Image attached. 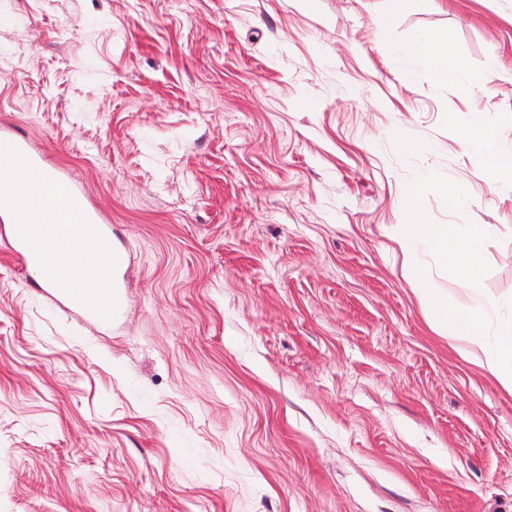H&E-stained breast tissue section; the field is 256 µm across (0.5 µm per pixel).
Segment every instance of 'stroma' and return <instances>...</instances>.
Masks as SVG:
<instances>
[{
  "mask_svg": "<svg viewBox=\"0 0 512 512\" xmlns=\"http://www.w3.org/2000/svg\"><path fill=\"white\" fill-rule=\"evenodd\" d=\"M0 0V122L125 253L94 330L0 241V512H512V394L423 314L394 240L435 172L512 298V0ZM451 32L436 84L390 49ZM429 143L402 150L398 135ZM460 144L464 149L479 150L486 157L482 177L494 191L499 194L511 193L512 146L503 130L487 125L474 116L462 127ZM505 174L508 180L503 179Z\"/></svg>",
  "mask_w": 512,
  "mask_h": 512,
  "instance_id": "stroma-1",
  "label": "stroma"
}]
</instances>
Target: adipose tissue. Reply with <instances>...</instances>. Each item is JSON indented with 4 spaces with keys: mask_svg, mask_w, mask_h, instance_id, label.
<instances>
[{
    "mask_svg": "<svg viewBox=\"0 0 512 512\" xmlns=\"http://www.w3.org/2000/svg\"><path fill=\"white\" fill-rule=\"evenodd\" d=\"M451 42L448 32L426 31L411 44L393 47L392 53L405 63L429 70L436 84L467 79L478 89H491L492 76L472 73L462 58L451 53ZM460 144L483 153L486 164L482 176L494 191L500 194L512 191V139L503 130L474 117L462 127Z\"/></svg>",
    "mask_w": 512,
    "mask_h": 512,
    "instance_id": "obj_1",
    "label": "adipose tissue"
}]
</instances>
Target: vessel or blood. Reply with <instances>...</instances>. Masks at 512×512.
<instances>
[{
	"instance_id": "1",
	"label": "vessel or blood",
	"mask_w": 512,
	"mask_h": 512,
	"mask_svg": "<svg viewBox=\"0 0 512 512\" xmlns=\"http://www.w3.org/2000/svg\"><path fill=\"white\" fill-rule=\"evenodd\" d=\"M0 166H18L35 180L33 194L0 191V240L25 267L41 269L39 291L85 325L109 328L119 315L122 252L112 243V227L88 202L84 190L63 171H49L29 141L8 125L0 127ZM57 219L46 223L47 211ZM84 256L87 279L77 280L68 265L71 252Z\"/></svg>"
}]
</instances>
